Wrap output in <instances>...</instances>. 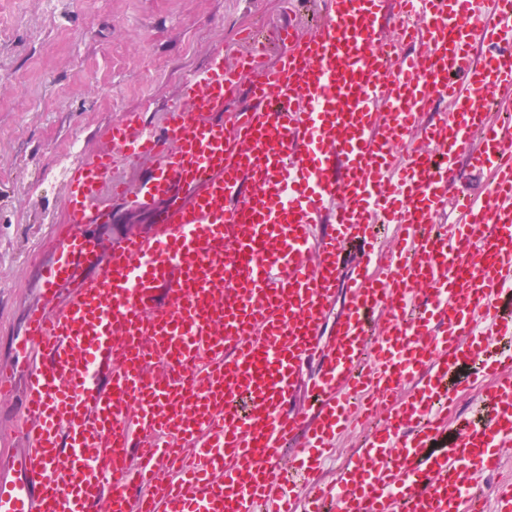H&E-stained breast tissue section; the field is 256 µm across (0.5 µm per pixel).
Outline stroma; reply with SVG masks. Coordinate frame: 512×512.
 <instances>
[{"label": "stroma", "mask_w": 512, "mask_h": 512, "mask_svg": "<svg viewBox=\"0 0 512 512\" xmlns=\"http://www.w3.org/2000/svg\"><path fill=\"white\" fill-rule=\"evenodd\" d=\"M295 20L320 22L319 0H0V370L16 364L26 310L42 304L39 269L68 230L57 171L109 147L124 112L156 122L179 102L183 78L239 36ZM153 206L112 205L92 238L147 232ZM23 394L0 397V457L33 427Z\"/></svg>", "instance_id": "1"}]
</instances>
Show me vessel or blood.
<instances>
[{"instance_id": "obj_1", "label": "vessel or blood", "mask_w": 512, "mask_h": 512, "mask_svg": "<svg viewBox=\"0 0 512 512\" xmlns=\"http://www.w3.org/2000/svg\"><path fill=\"white\" fill-rule=\"evenodd\" d=\"M323 2L318 28H281L275 63L245 33L158 128L124 114L111 152L70 172L72 231L17 345L43 358L24 371L38 424L0 512H512V483L475 486L512 446V119L483 107L512 105V0ZM248 72L253 104L225 135L210 115ZM438 99L448 111L422 123ZM142 157L157 166L129 187L117 170ZM469 170L482 197L458 190ZM116 199L164 206L148 234L86 236ZM303 391L314 405L296 406ZM379 403L335 483L306 496L295 474Z\"/></svg>"}]
</instances>
